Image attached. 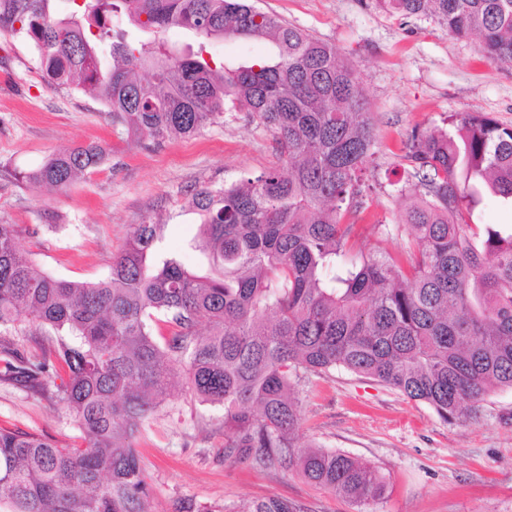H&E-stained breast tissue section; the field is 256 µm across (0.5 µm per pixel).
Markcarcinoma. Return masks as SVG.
<instances>
[{
  "instance_id": "1",
  "label": "carcinoma",
  "mask_w": 512,
  "mask_h": 512,
  "mask_svg": "<svg viewBox=\"0 0 512 512\" xmlns=\"http://www.w3.org/2000/svg\"><path fill=\"white\" fill-rule=\"evenodd\" d=\"M390 16L420 17L481 55L512 63V0H375ZM172 28L194 44L168 43ZM0 36L38 51L48 82L97 97L137 142L192 137L245 112L274 136L283 160L189 200L200 216L189 247L209 273L156 251L161 225L136 224L109 276L53 277L0 222L3 375L61 404L83 444L0 429V512H152L137 440L185 390L224 408V460L296 471L358 506L389 482L348 453L301 445L296 387L344 369L429 405L452 423L491 393L512 389V226L474 223L487 191L512 206V126L480 113L414 128L400 191L407 241H359L362 172L374 155L372 117L357 71L336 48L249 0H0ZM267 42L260 59L205 58L209 43ZM151 77L144 80L139 71ZM107 157L101 145L59 152L40 168L6 171L22 185L67 189ZM49 335L40 356L10 330ZM224 512H304L280 497Z\"/></svg>"
}]
</instances>
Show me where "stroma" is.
<instances>
[{"mask_svg":"<svg viewBox=\"0 0 512 512\" xmlns=\"http://www.w3.org/2000/svg\"><path fill=\"white\" fill-rule=\"evenodd\" d=\"M264 12L336 47L361 77L374 117L375 155L367 208L356 232L370 244L377 225L394 226L391 248L407 239L396 224L411 200L396 185L414 127L446 126L450 114L479 112L512 125V67L482 59L478 44L423 18L391 17L374 0H255ZM98 143L105 163L67 190L27 187L6 171H31L51 154ZM269 129L245 113L190 139L139 144L113 125L104 105L79 90L50 86L33 46L0 37V219L19 225L21 243L47 273L81 283L106 278L132 225L162 223L161 247L186 266L201 262L188 243L199 218L188 201L280 166ZM301 442L367 460L390 490L372 512H512V390L491 394L477 416L444 422L427 404L339 369L299 387ZM37 432L61 447L82 444L66 410L0 377V427ZM153 512L282 497L304 512H358L355 504L299 474L224 458L220 406L175 396L138 440Z\"/></svg>","mask_w":512,"mask_h":512,"instance_id":"stroma-1","label":"stroma"}]
</instances>
